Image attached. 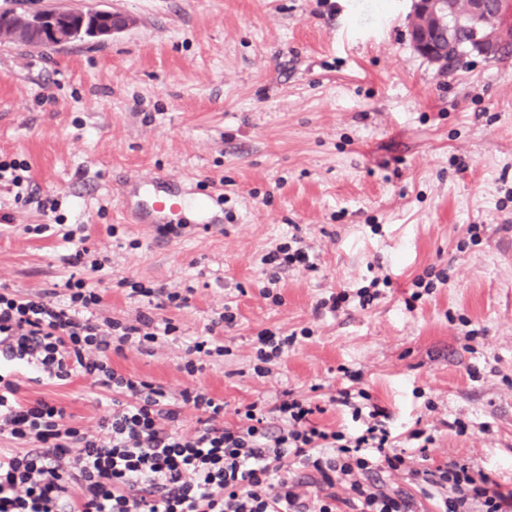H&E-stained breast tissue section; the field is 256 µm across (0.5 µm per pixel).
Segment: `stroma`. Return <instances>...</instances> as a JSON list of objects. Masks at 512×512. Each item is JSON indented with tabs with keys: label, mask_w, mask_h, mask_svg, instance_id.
I'll list each match as a JSON object with an SVG mask.
<instances>
[{
	"label": "stroma",
	"mask_w": 512,
	"mask_h": 512,
	"mask_svg": "<svg viewBox=\"0 0 512 512\" xmlns=\"http://www.w3.org/2000/svg\"><path fill=\"white\" fill-rule=\"evenodd\" d=\"M389 2L0 0V11L132 21L53 49L0 40V156L29 165L35 196L0 181V285L63 283L75 248L62 234L84 230L107 260L82 272L104 293L102 315L134 318L141 302L117 287L123 277L193 291L165 312L177 336L113 356L123 373L204 386L228 425L291 390L338 429L351 416L328 399L357 370L394 427L433 435L435 462L468 460L512 483V57L468 54L440 71L411 44V0ZM159 170L220 197V223L175 216L176 235L121 223L114 187ZM46 198L56 212L37 207ZM57 221L49 237L25 231ZM295 236L315 269L264 263ZM428 269L447 283L412 299ZM273 273L277 304L260 294ZM384 275L391 287L367 308L318 306ZM228 305L234 326L211 329ZM266 327L299 337L259 375L253 340ZM210 331L228 353L188 376L187 345ZM23 390L97 431L103 409L83 380ZM457 419L464 432L450 429Z\"/></svg>",
	"instance_id": "stroma-1"
}]
</instances>
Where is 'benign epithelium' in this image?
<instances>
[{
	"mask_svg": "<svg viewBox=\"0 0 512 512\" xmlns=\"http://www.w3.org/2000/svg\"><path fill=\"white\" fill-rule=\"evenodd\" d=\"M512 14V0H413L411 39L415 50L441 70L448 69V47L436 46L431 36L448 33L454 24L465 22L473 29L467 52L477 53L489 60L499 59L512 44V28H502L503 18ZM71 17H92L89 28L92 38H107L130 25L129 19L107 10L83 12L80 10L46 8L24 14H12L0 21V38L17 40L23 27L40 34L53 47L68 43L67 22Z\"/></svg>",
	"mask_w": 512,
	"mask_h": 512,
	"instance_id": "1",
	"label": "benign epithelium"
}]
</instances>
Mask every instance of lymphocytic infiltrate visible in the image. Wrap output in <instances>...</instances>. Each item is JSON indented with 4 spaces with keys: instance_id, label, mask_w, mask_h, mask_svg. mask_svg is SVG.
Returning a JSON list of instances; mask_svg holds the SVG:
<instances>
[{
    "instance_id": "f902f5d3",
    "label": "lymphocytic infiltrate",
    "mask_w": 512,
    "mask_h": 512,
    "mask_svg": "<svg viewBox=\"0 0 512 512\" xmlns=\"http://www.w3.org/2000/svg\"><path fill=\"white\" fill-rule=\"evenodd\" d=\"M131 296L147 299L134 320L99 316L103 296L69 277L62 299L43 290L0 289V512H512V487L469 463H430L434 439L407 431L406 447L390 415L339 389L331 404L348 408L352 428L320 426L323 408L294 392L273 405L254 402L238 423H224V401L205 387L178 391L117 371L113 355L151 352L178 327L163 309L188 298L124 278ZM30 383L84 378L109 394L99 432L81 429L56 402L24 398L16 375ZM198 428L185 435V411ZM313 475L301 498L291 467ZM383 472L407 475L411 491L385 490Z\"/></svg>"
}]
</instances>
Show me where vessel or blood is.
Here are the masks:
<instances>
[{
	"mask_svg": "<svg viewBox=\"0 0 512 512\" xmlns=\"http://www.w3.org/2000/svg\"><path fill=\"white\" fill-rule=\"evenodd\" d=\"M177 175L155 173L136 179L139 201L129 217L135 224H160L165 217L186 209H193L198 216L199 226L205 227L213 222V194L207 193L199 198H184L175 185Z\"/></svg>",
	"mask_w": 512,
	"mask_h": 512,
	"instance_id": "vessel-or-blood-1",
	"label": "vessel or blood"
}]
</instances>
